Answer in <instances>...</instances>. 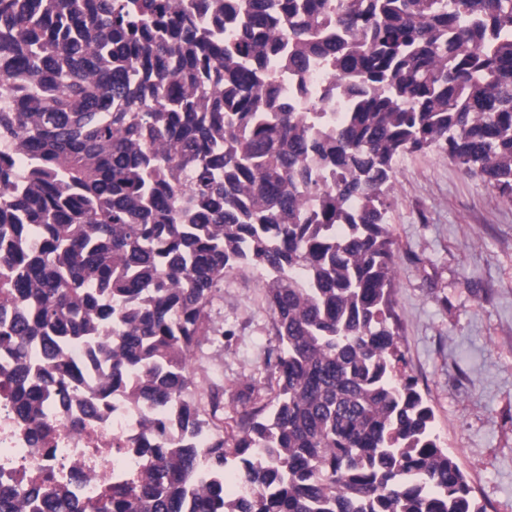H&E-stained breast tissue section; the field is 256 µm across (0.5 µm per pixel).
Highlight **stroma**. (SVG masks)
<instances>
[{"instance_id":"obj_1","label":"stroma","mask_w":512,"mask_h":512,"mask_svg":"<svg viewBox=\"0 0 512 512\" xmlns=\"http://www.w3.org/2000/svg\"><path fill=\"white\" fill-rule=\"evenodd\" d=\"M388 225L401 370L432 406L439 443L479 504L512 512V202L447 154L406 155ZM263 286L250 271L225 275L208 312L231 334L196 350L191 398L259 377L277 344Z\"/></svg>"}]
</instances>
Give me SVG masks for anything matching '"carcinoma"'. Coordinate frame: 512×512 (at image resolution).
Here are the masks:
<instances>
[{
	"label": "carcinoma",
	"mask_w": 512,
	"mask_h": 512,
	"mask_svg": "<svg viewBox=\"0 0 512 512\" xmlns=\"http://www.w3.org/2000/svg\"><path fill=\"white\" fill-rule=\"evenodd\" d=\"M0 0V354L17 416L118 388L148 471L93 512H485L397 370L395 163L441 151L512 201V0ZM233 35L224 38V31ZM324 60L307 124L272 72ZM278 346L207 447L188 362L231 271ZM43 366L32 379L29 345ZM111 367L81 387L83 369ZM167 415L157 420L154 412ZM212 481L198 484V461ZM237 471L244 495L224 494ZM87 512L57 490L0 512ZM281 92L283 97L289 100L297 101V110L306 112L313 117V120L320 125H334L344 112V102L338 95L330 96L328 99L321 101L325 90L332 84L336 83L334 75L321 62L312 63L306 74L305 81L310 88V93L305 98H298L295 95V86L297 80L291 73L281 74L280 78ZM320 101L317 108L310 105V101ZM317 113V114H316Z\"/></svg>",
	"instance_id": "carcinoma-1"
}]
</instances>
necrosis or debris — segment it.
Masks as SVG:
<instances>
[{
    "mask_svg": "<svg viewBox=\"0 0 512 512\" xmlns=\"http://www.w3.org/2000/svg\"><path fill=\"white\" fill-rule=\"evenodd\" d=\"M283 97L297 99V109L321 125H332L344 112L339 96H326L336 79L322 62H314L305 81L308 97L295 96L297 80L285 73L279 78ZM7 365L0 358V486L47 481L70 485L85 504L103 498L113 482L139 473L142 458L131 438L141 431L142 410L126 394L114 393L105 410L95 416L62 412L47 405L41 421V439H33L30 426L12 409L11 389L1 374Z\"/></svg>",
    "mask_w": 512,
    "mask_h": 512,
    "instance_id": "4bbe7bcc",
    "label": "necrosis or debris"
}]
</instances>
